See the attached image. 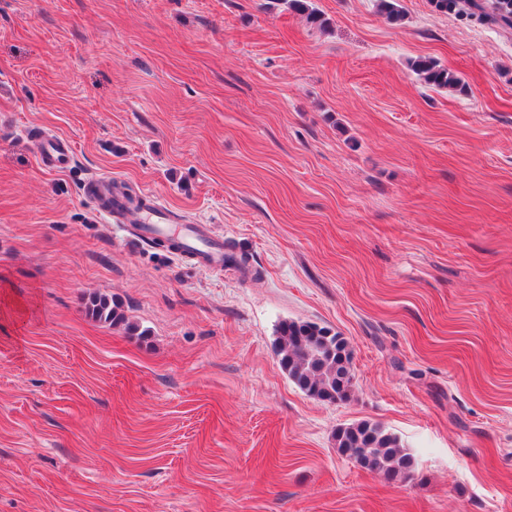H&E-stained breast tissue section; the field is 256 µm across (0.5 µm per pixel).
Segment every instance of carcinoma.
<instances>
[{"instance_id": "1", "label": "carcinoma", "mask_w": 512, "mask_h": 512, "mask_svg": "<svg viewBox=\"0 0 512 512\" xmlns=\"http://www.w3.org/2000/svg\"><path fill=\"white\" fill-rule=\"evenodd\" d=\"M284 3L289 10L305 16L315 28L324 31L329 26L328 19L310 0H284ZM377 8L392 22L404 18L400 0H377ZM411 68L427 85L464 91L461 78L431 58L419 57L411 63ZM85 308L87 314L100 321L123 323L128 330H137L135 325L127 323L121 306L103 295H88ZM276 352L282 370L308 396L331 403L346 397L353 377L352 357L347 342L330 328L312 322L285 321L277 329ZM336 448L365 470L382 473L389 479L410 476V455L399 438L378 423L361 421L339 428Z\"/></svg>"}]
</instances>
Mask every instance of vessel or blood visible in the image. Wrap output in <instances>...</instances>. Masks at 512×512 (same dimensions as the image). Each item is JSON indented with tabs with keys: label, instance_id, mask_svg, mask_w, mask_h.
I'll use <instances>...</instances> for the list:
<instances>
[{
	"label": "vessel or blood",
	"instance_id": "obj_1",
	"mask_svg": "<svg viewBox=\"0 0 512 512\" xmlns=\"http://www.w3.org/2000/svg\"><path fill=\"white\" fill-rule=\"evenodd\" d=\"M38 151L39 160L47 169L61 170L71 162L72 147L66 139L39 136ZM86 194L110 221L133 225L137 234L148 241H174L178 255L191 258L206 270L223 272L224 241L212 235L208 225L185 223L152 195L144 196L142 206L122 208L113 202L114 188L108 178L90 180Z\"/></svg>",
	"mask_w": 512,
	"mask_h": 512
}]
</instances>
